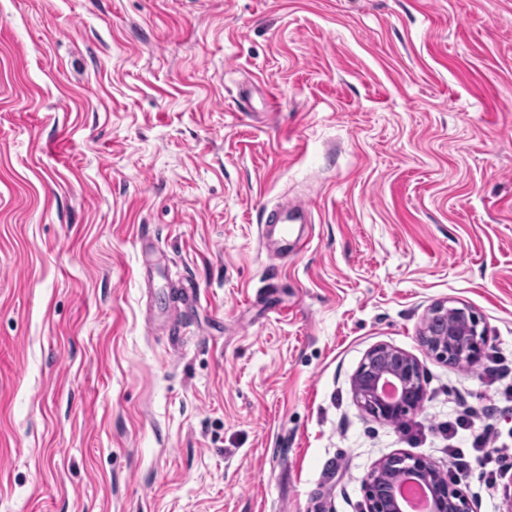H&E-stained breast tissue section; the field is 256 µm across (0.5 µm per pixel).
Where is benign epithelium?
I'll return each instance as SVG.
<instances>
[{
  "instance_id": "7a95c632",
  "label": "benign epithelium",
  "mask_w": 512,
  "mask_h": 512,
  "mask_svg": "<svg viewBox=\"0 0 512 512\" xmlns=\"http://www.w3.org/2000/svg\"><path fill=\"white\" fill-rule=\"evenodd\" d=\"M482 318L466 304L439 301L430 306L419 333L428 354L449 365L484 367L485 328ZM357 403L385 423H395L418 409L426 399L421 361L388 344L372 347L352 378ZM409 475L430 492V512H473L458 484L432 460L393 454L377 462L364 478L366 512H401L396 485Z\"/></svg>"
}]
</instances>
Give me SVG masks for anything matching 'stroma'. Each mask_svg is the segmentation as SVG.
Here are the masks:
<instances>
[{
    "label": "stroma",
    "instance_id": "35a3bbf8",
    "mask_svg": "<svg viewBox=\"0 0 512 512\" xmlns=\"http://www.w3.org/2000/svg\"><path fill=\"white\" fill-rule=\"evenodd\" d=\"M448 299L512 370V0H0V512H363L500 388L426 354ZM307 210L300 205L278 204L267 216L270 224H282L284 241L288 244V222L305 221ZM392 386L394 394L386 388ZM357 403L385 423H396L426 399L421 361L388 344L372 347L352 378Z\"/></svg>",
    "mask_w": 512,
    "mask_h": 512
}]
</instances>
